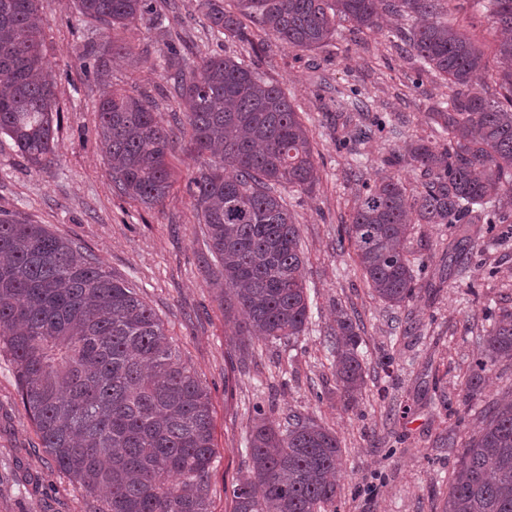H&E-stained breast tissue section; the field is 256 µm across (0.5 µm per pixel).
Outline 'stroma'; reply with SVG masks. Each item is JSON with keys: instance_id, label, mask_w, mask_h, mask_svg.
Instances as JSON below:
<instances>
[{"instance_id": "35a3bbf8", "label": "stroma", "mask_w": 512, "mask_h": 512, "mask_svg": "<svg viewBox=\"0 0 512 512\" xmlns=\"http://www.w3.org/2000/svg\"><path fill=\"white\" fill-rule=\"evenodd\" d=\"M152 6L150 15L106 36L74 0H39L59 112L57 152L52 164L36 167L0 136V210L73 240L160 318L212 405V512H232L231 485L250 468L245 439L258 413L276 425L293 413L308 415L336 433L343 448L337 512H445L461 448L512 395V359L489 364L479 388L468 389L483 336L512 309V207L506 223L455 253L448 250L450 225H414L407 246L424 267L415 295L398 307L372 293L352 248H340L337 237L364 183L393 175L407 189L419 184L408 146L430 139L431 114L447 101V85L402 45L397 31L406 21L393 15L375 32L340 25L314 51L273 43L257 55L215 37L201 0ZM449 8V24L493 53L498 33L485 13L472 0H450ZM107 39L114 49L101 67L91 50ZM202 53L243 59L278 83L310 130L320 181L310 191L281 189L299 228L310 302L308 327L293 341L243 340L224 318L189 191L207 158L174 135L169 192L149 208L117 193L99 148L94 105L104 92L147 97L171 118L178 99L169 75ZM353 98L365 103L364 112L339 108ZM360 123L381 130L358 141ZM342 314L360 335L366 371L350 408L339 397L329 338ZM99 507L39 447L13 365L0 354V512Z\"/></svg>"}]
</instances>
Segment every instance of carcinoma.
Here are the masks:
<instances>
[{"label": "carcinoma", "instance_id": "obj_1", "mask_svg": "<svg viewBox=\"0 0 512 512\" xmlns=\"http://www.w3.org/2000/svg\"><path fill=\"white\" fill-rule=\"evenodd\" d=\"M206 0L209 28L252 43L248 23L282 47L314 50L346 22L380 28L382 13L418 17L402 33L410 50L448 82V107L433 113L445 144L408 150L422 180L413 191L394 176L369 184L347 237L372 292L390 306L415 294L406 241L411 221L497 224L512 204V0H488L500 32L494 61L440 18L444 0ZM105 30L150 12V0H76ZM39 0H0V135L34 166L56 157L55 86L46 76ZM486 72L504 90L490 100L473 89ZM177 129L190 150L219 156L190 180L204 244L217 266L224 318L236 336L294 340L309 318L299 231L278 191L319 183L309 130L285 92L230 56L204 55L174 78ZM98 141L118 191L147 207L170 187L172 129L152 103L120 90L94 106ZM330 339L345 404L365 384L360 336L346 315ZM0 352L8 355L23 410L39 445L102 512H211L213 416L207 392L184 366L163 324L125 282L72 240L12 215L0 216ZM512 359V310L484 340L471 377ZM248 474L232 486L233 512H322L337 497L343 450L336 434L294 414L276 428L256 415L247 439ZM448 512H512V398L494 409L461 448Z\"/></svg>", "mask_w": 512, "mask_h": 512}]
</instances>
